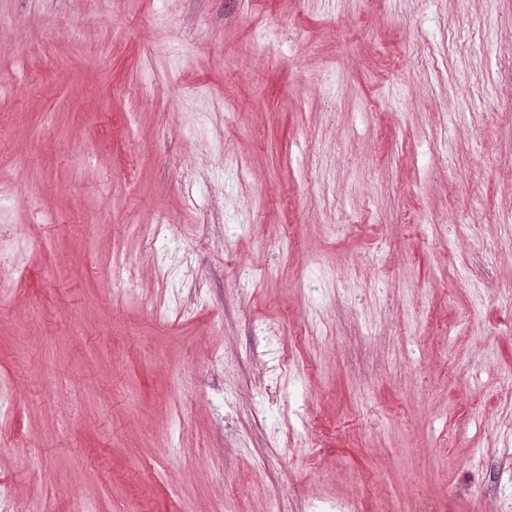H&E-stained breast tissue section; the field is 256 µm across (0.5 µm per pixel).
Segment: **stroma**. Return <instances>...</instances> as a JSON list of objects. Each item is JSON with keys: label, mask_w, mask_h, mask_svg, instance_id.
Wrapping results in <instances>:
<instances>
[{"label": "stroma", "mask_w": 512, "mask_h": 512, "mask_svg": "<svg viewBox=\"0 0 512 512\" xmlns=\"http://www.w3.org/2000/svg\"><path fill=\"white\" fill-rule=\"evenodd\" d=\"M0 17V512H512V0Z\"/></svg>", "instance_id": "obj_1"}]
</instances>
